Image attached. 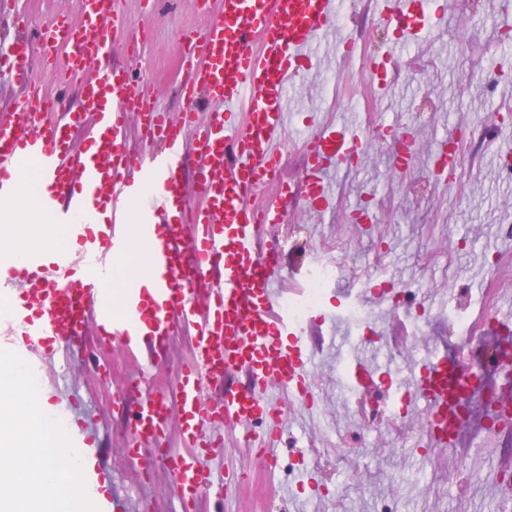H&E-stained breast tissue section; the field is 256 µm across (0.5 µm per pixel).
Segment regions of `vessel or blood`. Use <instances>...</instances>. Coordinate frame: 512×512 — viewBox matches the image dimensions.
<instances>
[{"label":"vessel or blood","mask_w":512,"mask_h":512,"mask_svg":"<svg viewBox=\"0 0 512 512\" xmlns=\"http://www.w3.org/2000/svg\"><path fill=\"white\" fill-rule=\"evenodd\" d=\"M418 0H377L380 24L423 28ZM83 20L67 28L53 22L38 43L20 39L0 55V69L22 86L13 110H0V198L16 193L28 157L40 161L47 186L43 199L57 223L68 225L83 256L71 262L26 255L19 273L24 288L13 308L22 348L62 345L74 349L88 319L118 343L148 339L161 350L175 322L194 328V351L176 375L171 393L140 402L129 413L130 445L148 462L161 463L172 479L181 512H195L199 496L240 485L244 474L214 479L211 456L223 453L224 431L235 430L244 447L273 454L281 434V410L267 393L312 397L310 357L297 324L275 289L282 278L277 244L268 227L288 221L289 207L320 212L330 207V178L342 165L358 166L365 149L345 123L324 125L303 142L307 156L297 186L258 199L257 188L273 183L282 163L281 137L288 125V99L302 69H319L315 46L335 40L351 56L350 38L339 35L336 0H220L206 25L181 42L184 73L179 118L150 99L143 80L115 70V56L138 53L141 39L124 24L122 0H82ZM50 51L55 82L82 80L79 110L64 94L51 95L29 67L36 48ZM216 103L206 123L196 120L199 95ZM137 113L149 143L138 153L127 142L129 113ZM96 121L92 147L70 149V131ZM395 164L416 161L412 131L387 127ZM196 154L193 192L182 181L187 151ZM110 212L107 231L85 220L87 202ZM149 255L148 294L125 293L113 306L100 291L112 275L114 257L133 243ZM247 375L243 388H229L234 372ZM481 378L453 370L447 358L427 353L410 380L426 404V435L433 447L454 445L462 420L456 394L476 390ZM223 388L216 404L207 390ZM178 410L180 446L171 448L167 422ZM66 441L83 466L78 494L94 493L99 512H123L112 496V478L95 455L94 439L80 423Z\"/></svg>","instance_id":"vessel-or-blood-1"}]
</instances>
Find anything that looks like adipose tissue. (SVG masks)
Wrapping results in <instances>:
<instances>
[{
  "label": "adipose tissue",
  "mask_w": 512,
  "mask_h": 512,
  "mask_svg": "<svg viewBox=\"0 0 512 512\" xmlns=\"http://www.w3.org/2000/svg\"><path fill=\"white\" fill-rule=\"evenodd\" d=\"M46 193L26 173L11 199L0 202V264L16 265L32 250L48 256L74 241L41 204ZM81 472L71 462L48 406L12 354L0 353V512H75Z\"/></svg>",
  "instance_id": "obj_1"
}]
</instances>
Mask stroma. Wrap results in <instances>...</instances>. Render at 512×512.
<instances>
[{"label": "stroma", "mask_w": 512, "mask_h": 512, "mask_svg": "<svg viewBox=\"0 0 512 512\" xmlns=\"http://www.w3.org/2000/svg\"><path fill=\"white\" fill-rule=\"evenodd\" d=\"M494 3L482 0L463 16L458 0H447L443 18L408 40L380 25L373 11L350 9L344 27L355 53H396L398 65L388 69L383 91L364 80L358 62L339 68L334 43L316 46L315 55L329 66L305 76L295 90L277 178L299 181L308 117L316 112L350 122L369 158L336 171L327 210H298L294 223L269 231L286 283L307 286L326 263L340 269L300 325L314 402H291L272 389L283 434L274 460L228 446L211 461L213 476L234 465L246 468L250 480L225 496L204 494L198 512H512V495L498 484L512 461V434L487 428L482 398H471L458 446L442 449L427 441L424 403L398 394L426 350L443 347L450 358L473 365L492 343L488 333L468 345L449 335V306L462 304L469 317L512 316V237L504 232L512 224V179L497 168L498 156L512 148V124L494 121L512 109V40L499 39L506 19ZM123 8L128 26L147 29L151 40L140 62L120 57L118 67L145 74L154 103L178 115L176 48L185 28L202 24L197 0H158L147 9L141 0H124ZM55 16L78 20L79 0H0V49L35 36ZM475 68L498 74L494 89L471 79ZM342 72L361 87L357 97L335 102L331 88ZM423 93L432 110L419 109ZM387 125H406L415 134L417 159L409 170H396L392 147L374 138ZM451 130L472 161L454 182H438L429 169ZM359 207L368 209L370 223L352 221L350 212ZM381 285L404 300L378 317L364 300ZM353 303L362 305L366 321L378 319L380 335L347 317ZM86 344L66 359L50 350L23 352L19 359L25 372L40 368L57 392L77 399V406L55 415L65 423L81 419L96 436L126 512H177L166 470L158 465L145 475L143 461L128 449L125 410L172 390L177 370L193 353L191 330L174 327L166 351L155 354L143 344L130 349L101 339L91 322ZM360 356L380 366L382 382L353 385L349 372Z\"/></svg>", "instance_id": "1"}]
</instances>
